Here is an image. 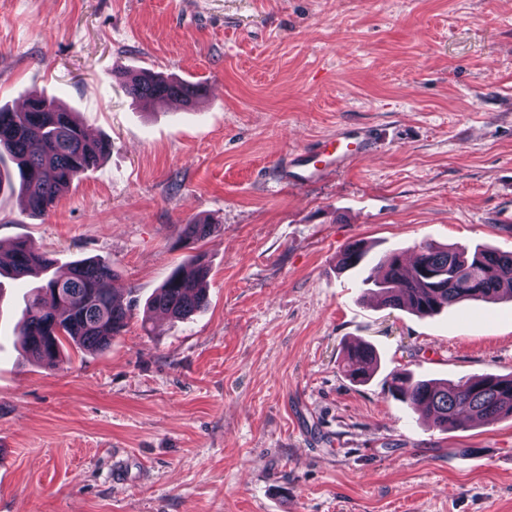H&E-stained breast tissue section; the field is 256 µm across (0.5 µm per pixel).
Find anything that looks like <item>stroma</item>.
Here are the masks:
<instances>
[{
  "label": "stroma",
  "mask_w": 512,
  "mask_h": 512,
  "mask_svg": "<svg viewBox=\"0 0 512 512\" xmlns=\"http://www.w3.org/2000/svg\"><path fill=\"white\" fill-rule=\"evenodd\" d=\"M143 69L207 94L140 104ZM33 92L112 147L44 216L1 188L0 243L110 263L135 308L49 369L17 336L33 281L0 276V512H512V419L443 431L386 384L512 373V301L419 317L337 267L358 240L512 252V0H0V106ZM345 129L369 152L279 183ZM200 253L206 305L147 312ZM214 230V224H209L205 220H199L191 224H183L180 225L179 240L189 245L206 239ZM345 372L355 383L367 382L377 368V355L368 343H358L345 352Z\"/></svg>",
  "instance_id": "1"
}]
</instances>
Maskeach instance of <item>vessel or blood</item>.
Instances as JSON below:
<instances>
[{
    "mask_svg": "<svg viewBox=\"0 0 512 512\" xmlns=\"http://www.w3.org/2000/svg\"><path fill=\"white\" fill-rule=\"evenodd\" d=\"M367 146L366 140H352L344 132L322 141L319 155L298 153L290 155L282 167L279 180L284 184H308L320 180L326 169H340L359 157Z\"/></svg>",
    "mask_w": 512,
    "mask_h": 512,
    "instance_id": "1",
    "label": "vessel or blood"
}]
</instances>
